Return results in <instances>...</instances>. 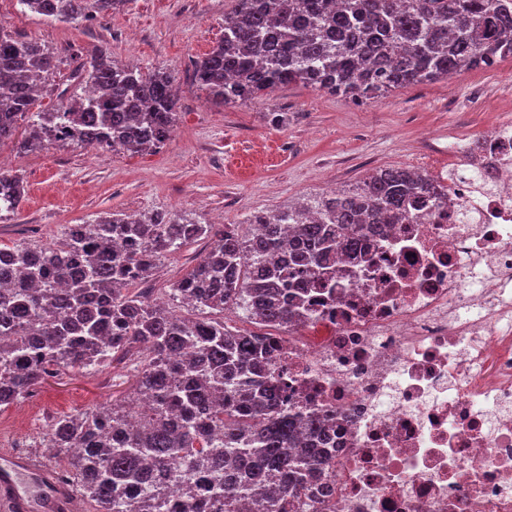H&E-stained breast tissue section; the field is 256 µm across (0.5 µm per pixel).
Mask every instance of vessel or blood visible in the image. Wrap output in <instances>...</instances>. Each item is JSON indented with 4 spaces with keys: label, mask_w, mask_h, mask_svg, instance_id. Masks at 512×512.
I'll return each mask as SVG.
<instances>
[{
    "label": "vessel or blood",
    "mask_w": 512,
    "mask_h": 512,
    "mask_svg": "<svg viewBox=\"0 0 512 512\" xmlns=\"http://www.w3.org/2000/svg\"><path fill=\"white\" fill-rule=\"evenodd\" d=\"M74 490L50 468L13 454L0 455V512H79Z\"/></svg>",
    "instance_id": "b4317fda"
}]
</instances>
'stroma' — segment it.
Instances as JSON below:
<instances>
[{"label":"stroma","instance_id":"stroma-1","mask_svg":"<svg viewBox=\"0 0 512 512\" xmlns=\"http://www.w3.org/2000/svg\"><path fill=\"white\" fill-rule=\"evenodd\" d=\"M233 0H123L93 21L59 22L0 0V21L37 40L56 67L37 102L44 109L78 96L72 75L92 51L176 76L173 131L157 150L136 154L56 144L22 153L0 145V160L24 179L14 215L0 219V247L60 241L70 225L104 212H178L201 224L249 223L325 192L352 188L383 167L430 175L464 160L467 148L504 117H512V58L394 90L361 103L299 84L225 105L193 82L196 60L224 36ZM205 242L169 255L150 283L168 299L173 282L203 256ZM135 392L132 363L47 378L36 391L0 410V451L44 456L50 422Z\"/></svg>","mask_w":512,"mask_h":512}]
</instances>
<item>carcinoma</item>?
<instances>
[{"label": "carcinoma", "instance_id": "carcinoma-1", "mask_svg": "<svg viewBox=\"0 0 512 512\" xmlns=\"http://www.w3.org/2000/svg\"><path fill=\"white\" fill-rule=\"evenodd\" d=\"M19 2L76 21L120 0ZM505 57L512 0H236L224 38L195 62L192 79L226 105L292 83L371 100ZM54 68L44 45L0 22V143L138 153L169 139L171 72H144L100 47L82 68L88 94L37 110ZM21 121L28 135L18 139ZM23 194L20 178L0 171V212L15 213ZM445 199L430 176L385 167L353 189L258 212L247 234L174 213L114 214L71 226L54 245L0 247V407L53 373L134 352L147 401L136 416L122 403L94 406L53 420L47 435L95 512H305L328 463L306 445L321 436L320 419L288 409L272 346L228 329L224 312L279 330L304 323L303 294L332 287L338 250ZM202 239L205 255L171 288L188 315L135 291L163 259Z\"/></svg>", "mask_w": 512, "mask_h": 512}]
</instances>
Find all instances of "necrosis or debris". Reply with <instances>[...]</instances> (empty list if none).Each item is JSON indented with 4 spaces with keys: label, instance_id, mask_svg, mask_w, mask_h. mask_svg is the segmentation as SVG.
Returning <instances> with one entry per match:
<instances>
[{
    "label": "necrosis or debris",
    "instance_id": "1",
    "mask_svg": "<svg viewBox=\"0 0 512 512\" xmlns=\"http://www.w3.org/2000/svg\"><path fill=\"white\" fill-rule=\"evenodd\" d=\"M448 200L380 224L304 325L270 336L325 421L321 512H512V121Z\"/></svg>",
    "mask_w": 512,
    "mask_h": 512
}]
</instances>
